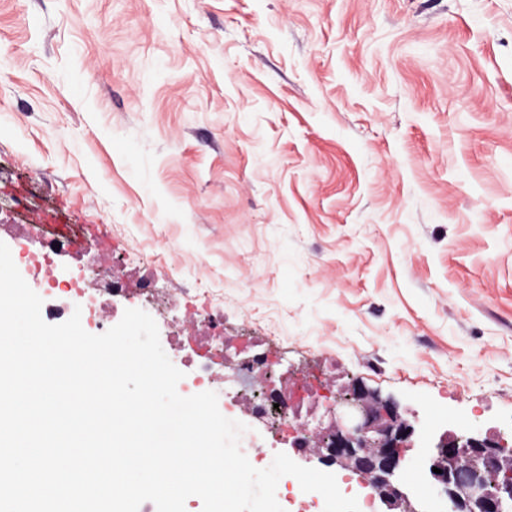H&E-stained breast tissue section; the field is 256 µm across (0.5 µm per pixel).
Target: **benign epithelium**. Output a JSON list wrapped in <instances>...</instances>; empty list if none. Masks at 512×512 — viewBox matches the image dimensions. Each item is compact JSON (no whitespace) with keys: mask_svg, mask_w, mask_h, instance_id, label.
Returning a JSON list of instances; mask_svg holds the SVG:
<instances>
[{"mask_svg":"<svg viewBox=\"0 0 512 512\" xmlns=\"http://www.w3.org/2000/svg\"><path fill=\"white\" fill-rule=\"evenodd\" d=\"M357 410L334 416L317 437L315 452L342 469L368 476L374 496L394 509L404 496L393 477L403 447L413 430L394 404L381 400L359 383L338 398ZM430 467L434 484L452 504V512H508L512 507V449L500 442L445 438L436 447Z\"/></svg>","mask_w":512,"mask_h":512,"instance_id":"obj_1","label":"benign epithelium"}]
</instances>
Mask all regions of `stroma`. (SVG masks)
<instances>
[{
  "label": "stroma",
  "instance_id": "1",
  "mask_svg": "<svg viewBox=\"0 0 512 512\" xmlns=\"http://www.w3.org/2000/svg\"><path fill=\"white\" fill-rule=\"evenodd\" d=\"M32 224L96 225L122 263L89 333L154 253L278 380L363 384L437 440L510 428L512 0H0V242L42 293ZM235 412L241 446L320 467Z\"/></svg>",
  "mask_w": 512,
  "mask_h": 512
}]
</instances>
